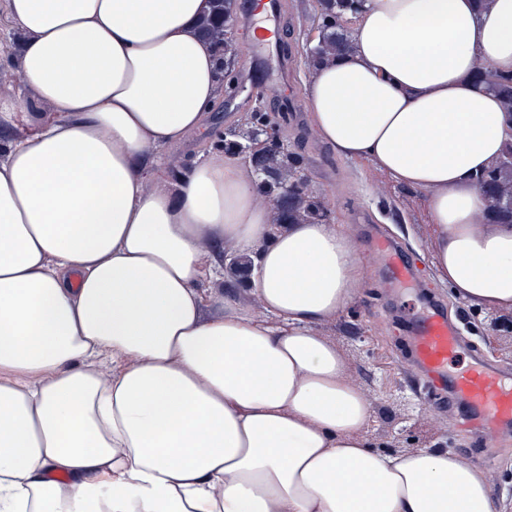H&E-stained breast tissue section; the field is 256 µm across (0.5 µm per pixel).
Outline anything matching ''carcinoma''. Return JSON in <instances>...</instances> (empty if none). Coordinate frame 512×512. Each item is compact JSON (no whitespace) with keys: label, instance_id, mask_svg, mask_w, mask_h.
<instances>
[{"label":"carcinoma","instance_id":"carcinoma-1","mask_svg":"<svg viewBox=\"0 0 512 512\" xmlns=\"http://www.w3.org/2000/svg\"><path fill=\"white\" fill-rule=\"evenodd\" d=\"M352 3L353 0H316V12L322 25L315 51L306 55V66H315L329 52L341 55L349 50L351 37L341 21ZM490 87L502 100L504 112L512 118V76L498 75ZM280 141V126L270 121L261 107L255 106L245 126L229 129L223 138L213 141L211 147L226 153L246 145L257 148V188L263 196L273 198L281 193L284 179L298 180L305 176L302 158L280 147ZM478 182L486 186L489 201L486 219L489 223L512 224V168L498 161L478 178ZM278 212V223L295 224L299 221H323L328 210L324 202L309 191L290 196L288 203L278 208Z\"/></svg>","mask_w":512,"mask_h":512}]
</instances>
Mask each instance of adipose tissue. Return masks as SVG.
Wrapping results in <instances>:
<instances>
[{"label": "adipose tissue", "instance_id": "1", "mask_svg": "<svg viewBox=\"0 0 512 512\" xmlns=\"http://www.w3.org/2000/svg\"><path fill=\"white\" fill-rule=\"evenodd\" d=\"M207 0H0V512H496L485 470L383 454L319 323L365 279L327 222L272 232L250 168L163 152L210 131ZM312 68L308 123L425 193L435 271L512 309V225L476 177L512 140V0H363ZM255 304L225 298L224 253ZM211 141L212 138H195L188 145L180 149L167 152L165 155L163 175L166 178L173 179L178 174L188 172L200 159L201 155L207 153L206 147Z\"/></svg>", "mask_w": 512, "mask_h": 512}]
</instances>
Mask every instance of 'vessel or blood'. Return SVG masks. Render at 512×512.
I'll return each mask as SVG.
<instances>
[{
  "label": "vessel or blood",
  "mask_w": 512,
  "mask_h": 512,
  "mask_svg": "<svg viewBox=\"0 0 512 512\" xmlns=\"http://www.w3.org/2000/svg\"><path fill=\"white\" fill-rule=\"evenodd\" d=\"M413 348L420 363L444 375L460 348L458 331L438 313H430L421 322ZM460 396L469 404L467 425L475 433L490 436L512 421V376L503 369L476 365L459 372L450 383L448 399L453 402Z\"/></svg>",
  "instance_id": "obj_1"
}]
</instances>
